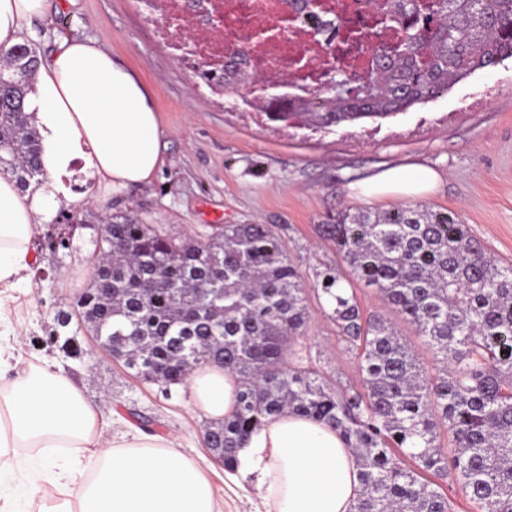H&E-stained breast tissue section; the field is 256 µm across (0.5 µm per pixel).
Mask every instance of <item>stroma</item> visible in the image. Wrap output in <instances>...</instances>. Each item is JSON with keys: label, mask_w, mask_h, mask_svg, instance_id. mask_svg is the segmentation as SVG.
<instances>
[{"label": "stroma", "mask_w": 512, "mask_h": 512, "mask_svg": "<svg viewBox=\"0 0 512 512\" xmlns=\"http://www.w3.org/2000/svg\"><path fill=\"white\" fill-rule=\"evenodd\" d=\"M61 36L109 48L148 86L162 129L163 164L144 188L82 208L58 205L84 227L60 265L32 273L17 292L8 321L0 324V344L74 379L102 406L110 436L138 429L137 415L150 417L154 435L175 439L180 452L200 463L224 512H263L255 478L234 484L207 449L206 419L192 409L188 388L167 393L143 383L91 349L83 332L78 339L90 349L84 361L46 345L57 313L72 310L90 281L88 225L129 214L181 236L209 224H272L311 284L316 271L340 263L335 248L320 242L317 225L347 210L402 204V196L368 195L360 184L389 168L418 165L434 169L439 181L414 204L457 211L500 264H512V57L405 112L320 130L266 121L241 102L225 107L224 97L199 86L192 68L156 35L138 0H58L52 23H34L28 41L45 57ZM307 305L308 328L293 362L362 389L358 355L339 341L325 301L312 293Z\"/></svg>", "instance_id": "1"}]
</instances>
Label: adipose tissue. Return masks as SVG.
Masks as SVG:
<instances>
[{
  "mask_svg": "<svg viewBox=\"0 0 512 512\" xmlns=\"http://www.w3.org/2000/svg\"><path fill=\"white\" fill-rule=\"evenodd\" d=\"M56 0H0V45L24 42L33 20L50 22ZM26 109L42 137L43 184L18 190L0 170V317L12 291L29 277L31 242L59 201L142 188L162 164L161 129L150 93L110 51L60 37L34 75ZM95 176L96 193H68L63 179L75 161ZM439 179L429 168L389 169L369 178V194L419 196ZM194 409L210 421L229 416L237 380L219 364L187 381ZM63 455L17 502L6 480L20 473L22 449ZM240 477L256 476L265 512H354L360 494L354 454L341 434L297 413L250 432L238 451ZM0 512H221L198 461L174 441L106 435L103 412L67 376L45 364L14 368L0 353Z\"/></svg>",
  "mask_w": 512,
  "mask_h": 512,
  "instance_id": "1",
  "label": "adipose tissue"
}]
</instances>
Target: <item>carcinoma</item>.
<instances>
[{
    "mask_svg": "<svg viewBox=\"0 0 512 512\" xmlns=\"http://www.w3.org/2000/svg\"><path fill=\"white\" fill-rule=\"evenodd\" d=\"M381 13L377 22L406 29L399 43L370 52L364 84L330 75L310 97L288 100L286 112L264 101L267 119L330 127L395 114L512 57V0H386ZM30 50L0 46V168L22 192L42 151L25 111L38 66ZM235 55L218 83L253 78L247 47ZM106 224L93 240L97 275L46 338L65 357L87 354L77 335L61 334L75 319L135 377L167 390L200 365L222 364L238 381L236 407L205 426L204 441L227 470L245 435L288 410L340 431L354 450L356 512H454L431 475L450 479L478 512H512V265H499L457 212L404 205L318 225L353 280L374 288L441 366L426 373L397 322L363 313L341 271L326 267L314 291L338 338L360 350L362 392L287 360L307 329V288L271 225L213 224L175 237L127 217ZM39 246L61 262L69 225H52ZM445 433L455 447L442 445Z\"/></svg>",
    "mask_w": 512,
    "mask_h": 512,
    "instance_id": "cac0c4a2",
    "label": "carcinoma"
}]
</instances>
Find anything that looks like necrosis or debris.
I'll return each instance as SVG.
<instances>
[{
	"label": "necrosis or debris",
	"mask_w": 512,
	"mask_h": 512,
	"mask_svg": "<svg viewBox=\"0 0 512 512\" xmlns=\"http://www.w3.org/2000/svg\"><path fill=\"white\" fill-rule=\"evenodd\" d=\"M151 20L170 41L175 54L191 48L199 55L231 52L249 30L264 36L249 42V68L257 79L290 74L295 84L307 85L309 77H322L335 66L364 77L367 54L347 43L349 32L374 34L376 42L396 39L393 30L375 32L370 24L381 0H326V10L295 12L292 0H214L223 13L219 27L202 21L190 0H142ZM293 13V30L281 38L277 29L285 13Z\"/></svg>",
	"instance_id": "necrosis-or-debris-1"
}]
</instances>
